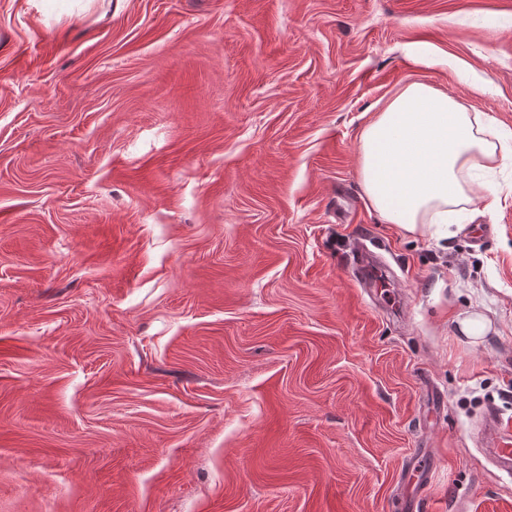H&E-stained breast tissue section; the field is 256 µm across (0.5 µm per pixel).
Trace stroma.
<instances>
[{
    "instance_id": "stroma-1",
    "label": "stroma",
    "mask_w": 512,
    "mask_h": 512,
    "mask_svg": "<svg viewBox=\"0 0 512 512\" xmlns=\"http://www.w3.org/2000/svg\"><path fill=\"white\" fill-rule=\"evenodd\" d=\"M415 80L512 134V0H0V512H512V154L383 223ZM474 438L480 444L493 446L492 461L497 468L511 475L512 448L509 427L505 425L496 409H489L475 428Z\"/></svg>"
}]
</instances>
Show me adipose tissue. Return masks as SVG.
<instances>
[{"label": "adipose tissue", "instance_id": "obj_1", "mask_svg": "<svg viewBox=\"0 0 512 512\" xmlns=\"http://www.w3.org/2000/svg\"><path fill=\"white\" fill-rule=\"evenodd\" d=\"M501 148L492 117L414 81L361 133L364 192L385 223L409 232L442 225L471 205L472 171L493 169Z\"/></svg>", "mask_w": 512, "mask_h": 512}]
</instances>
